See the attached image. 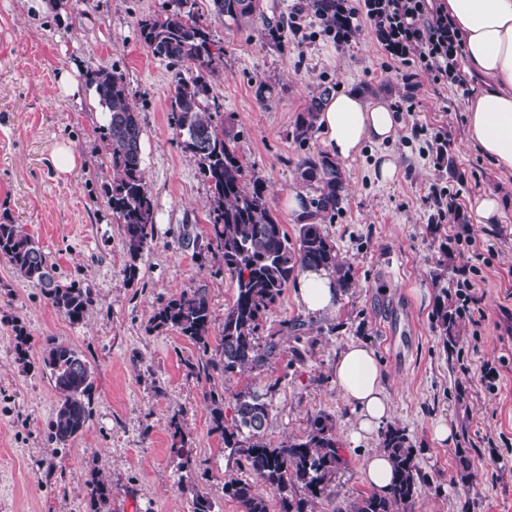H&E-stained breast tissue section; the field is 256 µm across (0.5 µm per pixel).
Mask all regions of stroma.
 I'll use <instances>...</instances> for the list:
<instances>
[{"label": "stroma", "instance_id": "obj_1", "mask_svg": "<svg viewBox=\"0 0 512 512\" xmlns=\"http://www.w3.org/2000/svg\"><path fill=\"white\" fill-rule=\"evenodd\" d=\"M0 0V219L23 225L57 268L60 280L91 288L85 318L70 322L0 259V512H192L195 496L213 512H240L225 496L228 478H247L211 429L210 392L234 397L250 389L270 408L265 434L277 444L301 438L311 414L334 423L346 466L321 497L317 512H339L367 486L364 455L378 449L379 435L352 446L354 414L333 382L337 353L360 341L371 348L393 401L390 425L406 430L420 482L413 512H512V175L501 173L467 140L465 99L427 78L405 81L404 68L389 59L369 24L352 41L336 45L321 33L310 0H262L265 21L237 24L198 0L224 70L213 83L225 124L239 132L240 155L265 188L272 211L289 236L298 230L284 200L310 196L296 178L305 153L323 151L320 135L306 143L293 136L296 119L322 90L351 89L390 103L411 100L402 112L397 140L370 144L342 164L347 195L323 226L353 269L354 286L331 315L306 313L295 284L284 288L259 331L260 342L279 341L286 354L265 366L213 379L196 371L205 357L194 342L172 330L154 329L161 303L190 288H205L213 312L210 341L218 343L235 283L218 273L209 224L210 189L171 122L164 62L138 37V21L162 12L167 0ZM301 12V33L282 41L269 25ZM117 68L140 111L146 182L154 200L156 234L145 249L135 280L125 273L121 227L112 220L101 166L99 128L104 112L88 73ZM71 74L83 92L74 99L58 86ZM450 140L456 176L436 159L437 134ZM72 145L81 167L58 173L54 148ZM398 155L402 172L379 183L373 161L382 151ZM455 196L466 246L451 226L431 232L433 187ZM508 199L498 223H481L480 198ZM456 255V269L435 284L441 245ZM483 313L461 320L454 352H447L433 320L441 288L455 289L466 267ZM302 318L300 333L285 324ZM28 335L26 358L16 353V332ZM56 337L82 352L95 370L93 416L66 448L46 437L56 393L42 369V350ZM298 348L302 361L293 360ZM499 372L495 385L480 367ZM181 424L189 449L182 463L170 420ZM455 425L454 443L437 441L436 423ZM471 478L461 481V467ZM104 475L111 495L93 506L88 484Z\"/></svg>", "mask_w": 512, "mask_h": 512}]
</instances>
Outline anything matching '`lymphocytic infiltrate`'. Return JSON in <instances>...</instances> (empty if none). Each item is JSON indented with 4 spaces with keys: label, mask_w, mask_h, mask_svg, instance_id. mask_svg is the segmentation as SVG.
<instances>
[{
    "label": "lymphocytic infiltrate",
    "mask_w": 512,
    "mask_h": 512,
    "mask_svg": "<svg viewBox=\"0 0 512 512\" xmlns=\"http://www.w3.org/2000/svg\"><path fill=\"white\" fill-rule=\"evenodd\" d=\"M335 16V23L324 25L323 33L336 44L351 41L358 20L369 21L386 55L405 66L406 80L425 76L469 93L457 30L447 10L433 0H363L359 8L350 0H336Z\"/></svg>",
    "instance_id": "1"
}]
</instances>
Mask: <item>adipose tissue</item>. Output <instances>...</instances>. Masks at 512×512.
Returning a JSON list of instances; mask_svg holds the SVG:
<instances>
[{
    "mask_svg": "<svg viewBox=\"0 0 512 512\" xmlns=\"http://www.w3.org/2000/svg\"><path fill=\"white\" fill-rule=\"evenodd\" d=\"M443 3L477 84L466 105L467 139L501 171L512 173V0ZM316 126L328 152L343 162L359 156L367 144L397 140L402 119L385 100L341 90L324 100ZM297 295L306 312L324 315L336 312L340 292L331 273L307 268L297 280ZM333 380L355 415L352 441L371 437L392 416L384 370L366 345L353 342L338 353Z\"/></svg>",
    "mask_w": 512,
    "mask_h": 512,
    "instance_id": "ef3b65f1",
    "label": "adipose tissue"
}]
</instances>
